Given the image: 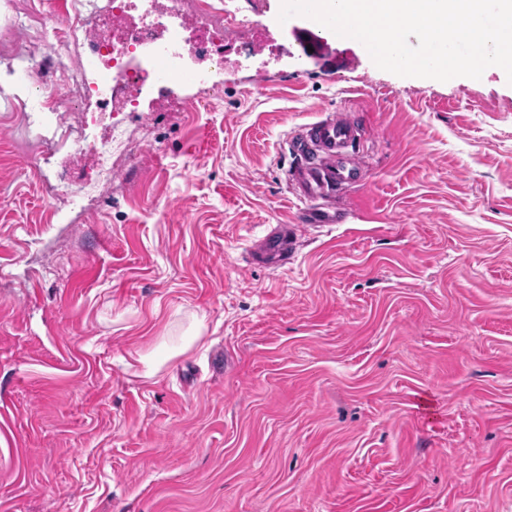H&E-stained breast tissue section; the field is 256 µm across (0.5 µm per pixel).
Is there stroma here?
<instances>
[{
  "label": "stroma",
  "instance_id": "1",
  "mask_svg": "<svg viewBox=\"0 0 512 512\" xmlns=\"http://www.w3.org/2000/svg\"><path fill=\"white\" fill-rule=\"evenodd\" d=\"M269 40L209 111L130 115L153 145L108 209L48 198L0 67V512H512V84L400 77L300 16ZM333 112L347 223L249 263Z\"/></svg>",
  "mask_w": 512,
  "mask_h": 512
}]
</instances>
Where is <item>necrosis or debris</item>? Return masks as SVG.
<instances>
[{
  "mask_svg": "<svg viewBox=\"0 0 512 512\" xmlns=\"http://www.w3.org/2000/svg\"><path fill=\"white\" fill-rule=\"evenodd\" d=\"M69 7L74 21L66 29L30 10L0 41L10 46L22 34L42 47L24 72L33 100L57 114L39 159L65 158L76 151L94 157L81 183H71L59 172L50 184L57 198L73 205L104 201L121 163L142 153L126 120L142 99L165 112L174 87L192 83L201 95L190 109L204 110L216 89L213 74L224 67L226 48L249 59L267 47L261 19L270 11L269 0H245L233 8L227 0H107L101 7L93 0H70ZM72 54L77 57L73 65L67 62ZM46 72L59 74L67 96L49 87L42 78ZM101 124L109 130L107 137L85 144L83 132Z\"/></svg>",
  "mask_w": 512,
  "mask_h": 512,
  "instance_id": "necrosis-or-debris-1",
  "label": "necrosis or debris"
}]
</instances>
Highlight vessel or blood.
I'll return each mask as SVG.
<instances>
[{
  "instance_id": "vessel-or-blood-1",
  "label": "vessel or blood",
  "mask_w": 512,
  "mask_h": 512,
  "mask_svg": "<svg viewBox=\"0 0 512 512\" xmlns=\"http://www.w3.org/2000/svg\"><path fill=\"white\" fill-rule=\"evenodd\" d=\"M357 137V127L345 112L330 113L296 134V144L307 156L293 174L296 189L316 211L334 212L337 194L358 179L363 165L354 151ZM296 236V225H276L255 249L257 261L279 265Z\"/></svg>"
}]
</instances>
